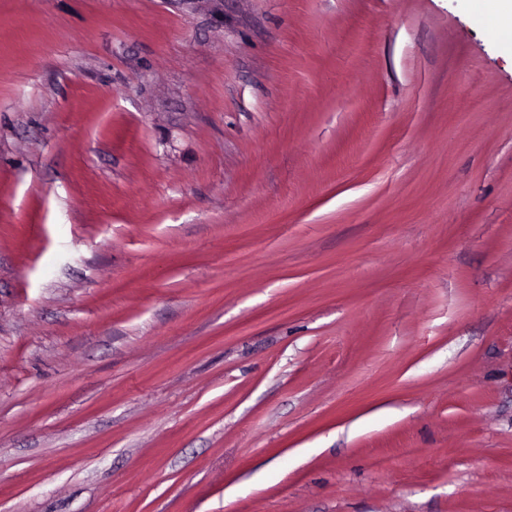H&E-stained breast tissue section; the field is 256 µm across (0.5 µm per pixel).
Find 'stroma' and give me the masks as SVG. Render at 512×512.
<instances>
[{"mask_svg":"<svg viewBox=\"0 0 512 512\" xmlns=\"http://www.w3.org/2000/svg\"><path fill=\"white\" fill-rule=\"evenodd\" d=\"M0 512H512L491 0H0Z\"/></svg>","mask_w":512,"mask_h":512,"instance_id":"1","label":"stroma"}]
</instances>
